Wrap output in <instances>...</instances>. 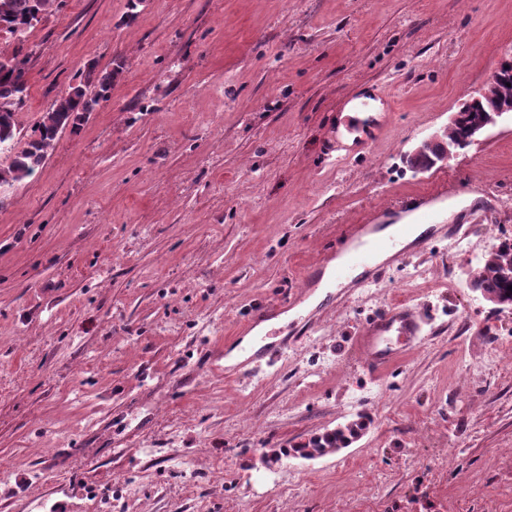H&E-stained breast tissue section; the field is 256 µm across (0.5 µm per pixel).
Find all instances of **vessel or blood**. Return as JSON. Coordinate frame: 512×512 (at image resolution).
<instances>
[{"mask_svg": "<svg viewBox=\"0 0 512 512\" xmlns=\"http://www.w3.org/2000/svg\"><path fill=\"white\" fill-rule=\"evenodd\" d=\"M396 249L394 240L376 239L350 251L346 264L335 267L334 280L349 279L351 271L360 267L370 273L380 270L378 256ZM422 342L421 324L414 313L403 306H394L371 319L362 330L356 347L360 361L371 371L381 372ZM281 353V347L272 336L256 339L251 347V357L256 361H272Z\"/></svg>", "mask_w": 512, "mask_h": 512, "instance_id": "b4317fda", "label": "vessel or blood"}]
</instances>
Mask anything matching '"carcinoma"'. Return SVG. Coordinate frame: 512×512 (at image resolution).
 I'll return each mask as SVG.
<instances>
[{
	"label": "carcinoma",
	"mask_w": 512,
	"mask_h": 512,
	"mask_svg": "<svg viewBox=\"0 0 512 512\" xmlns=\"http://www.w3.org/2000/svg\"><path fill=\"white\" fill-rule=\"evenodd\" d=\"M65 0H0V25L3 30L27 39L31 29L43 18L62 9ZM29 56L14 54L4 58L0 64V155L6 165L0 166V187L21 183L33 176L54 151L60 134L68 127L79 128L86 117L95 111L101 102L107 100L112 79L119 73L114 69L96 73L92 64L87 67L85 78L68 84V88L57 96L44 112L27 140L20 138L21 129L17 113L23 109L28 97L29 85L26 78ZM492 99L512 100V76H500L484 87V92L472 98L475 107H485ZM474 117L469 115L456 121H449L437 141L427 144L424 149L407 157V164L416 170H428L443 161L445 147L464 150L473 144L469 130ZM512 267V244L503 242L499 250L486 257L475 269L476 278L484 292L494 298H511V282L502 277L504 269ZM367 426L363 416L346 425L338 426L309 438L291 448H282L273 454L313 459L348 447Z\"/></svg>",
	"instance_id": "cac0c4a2"
}]
</instances>
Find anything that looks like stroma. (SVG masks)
<instances>
[{"label": "stroma", "instance_id": "stroma-1", "mask_svg": "<svg viewBox=\"0 0 512 512\" xmlns=\"http://www.w3.org/2000/svg\"><path fill=\"white\" fill-rule=\"evenodd\" d=\"M66 0L26 42L30 133L88 65L109 98L0 190V512H512V309L467 273L512 240V119L430 170L407 155L512 56V0ZM452 192L434 198L440 183ZM418 238L307 307L363 226ZM295 297L283 355L225 356ZM424 341L374 375L363 326ZM349 447L285 448L359 416ZM111 418V449L58 457ZM279 460H272L273 451ZM137 497L116 505L124 482ZM421 324L414 313L393 306L371 319L358 337L359 360L371 371L381 372L422 343Z\"/></svg>", "mask_w": 512, "mask_h": 512}]
</instances>
